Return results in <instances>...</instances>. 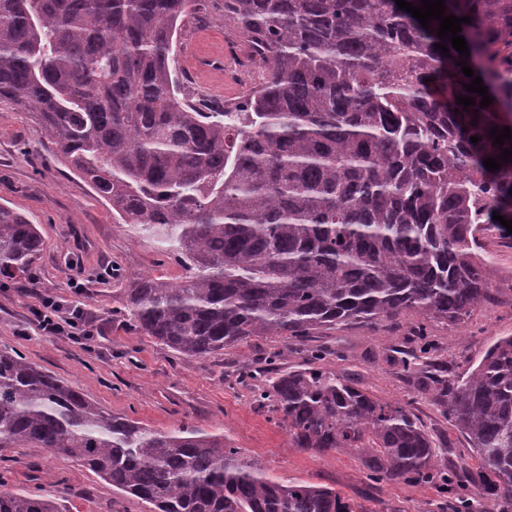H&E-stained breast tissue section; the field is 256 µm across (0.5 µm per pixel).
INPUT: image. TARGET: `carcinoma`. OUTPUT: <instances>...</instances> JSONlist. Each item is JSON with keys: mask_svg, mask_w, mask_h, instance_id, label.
<instances>
[{"mask_svg": "<svg viewBox=\"0 0 512 512\" xmlns=\"http://www.w3.org/2000/svg\"><path fill=\"white\" fill-rule=\"evenodd\" d=\"M444 4L471 17L468 57L396 0H224V28L251 50L239 66L265 75L212 105L177 67L183 21L207 0H0V106L30 112L112 219L177 256L181 277L140 276L122 306L183 360L408 311L457 325L492 288L477 233L495 212L512 220V156L500 160L512 139L489 135L512 128V0ZM463 59L489 106L476 93L456 104L472 82ZM43 246L38 225L0 206L1 278L27 276ZM425 333L415 328L400 366L434 385L474 470L440 465L413 412L317 365L318 350L242 380L262 383L257 404L296 448L354 456L374 483L464 491L455 512H512V335L450 379L421 361ZM1 448H46L150 512H368L320 484L269 478L222 435L113 414L13 349H0ZM0 512L58 510L0 491Z\"/></svg>", "mask_w": 512, "mask_h": 512, "instance_id": "cac0c4a2", "label": "carcinoma"}]
</instances>
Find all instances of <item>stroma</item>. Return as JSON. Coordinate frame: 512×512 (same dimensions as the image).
<instances>
[{
    "instance_id": "stroma-1",
    "label": "stroma",
    "mask_w": 512,
    "mask_h": 512,
    "mask_svg": "<svg viewBox=\"0 0 512 512\" xmlns=\"http://www.w3.org/2000/svg\"><path fill=\"white\" fill-rule=\"evenodd\" d=\"M224 0H210L205 14L185 20L178 66L187 90L196 98L221 102L239 95L243 50L224 31ZM26 112L0 109V204L39 224L44 249L32 264L36 279L0 281V348L22 351L43 370L67 381L112 413L159 431L188 424L224 434L242 459L257 463L269 476L300 479L335 489L365 504L370 512H453L439 495L422 485L369 482L355 458L319 454L294 447L274 414L258 407L239 373L275 357L280 369L302 365L314 347L326 350L325 364L360 378L377 398L408 406L446 447L449 468L473 467L476 459L465 436L447 421L434 389L400 372L398 350L414 348L412 328L421 321L409 311L387 326H342L295 345L278 336L192 361L138 332L121 309L124 288L149 273L173 279L182 275L177 261L152 239L140 237L88 186L69 171L41 141ZM489 262L498 274L491 299L474 310L464 326L425 323L437 361L455 375L465 374L499 336L512 335V235L493 226L482 236ZM112 274L101 277L104 267ZM85 283L73 295L70 282ZM80 305L98 331L93 351L65 338L42 335L30 326L29 306L37 291ZM0 473L10 491L50 492L63 483L59 512H148L140 500L112 491L92 472L43 448L0 450Z\"/></svg>"
}]
</instances>
